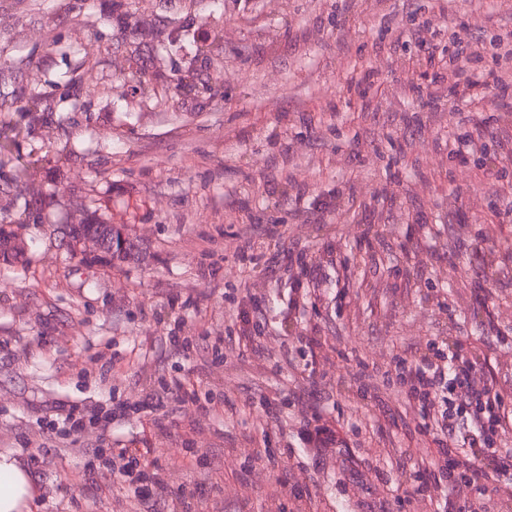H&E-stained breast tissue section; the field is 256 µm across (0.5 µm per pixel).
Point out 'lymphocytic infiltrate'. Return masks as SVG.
I'll return each mask as SVG.
<instances>
[{"instance_id": "lymphocytic-infiltrate-1", "label": "lymphocytic infiltrate", "mask_w": 512, "mask_h": 512, "mask_svg": "<svg viewBox=\"0 0 512 512\" xmlns=\"http://www.w3.org/2000/svg\"><path fill=\"white\" fill-rule=\"evenodd\" d=\"M458 49L440 63L438 92L453 102H472L485 94L494 99H512V47L502 54L500 67L478 73L484 47L469 32L457 34ZM399 381L407 405L435 417L439 447L420 476L418 493L430 504L442 503L449 512H487L503 472L512 470V450L500 443L512 432V412L499 392L478 374L474 358L461 352L435 353L422 361L399 359ZM466 421L467 433L460 439L452 434L459 421ZM135 449L116 448L106 460L113 472L129 483L131 508L165 495L168 487L158 472L138 469Z\"/></svg>"}]
</instances>
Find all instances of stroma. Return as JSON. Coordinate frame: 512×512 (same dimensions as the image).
Segmentation results:
<instances>
[{
  "label": "stroma",
  "mask_w": 512,
  "mask_h": 512,
  "mask_svg": "<svg viewBox=\"0 0 512 512\" xmlns=\"http://www.w3.org/2000/svg\"><path fill=\"white\" fill-rule=\"evenodd\" d=\"M500 7L0 0V68L14 76L0 93L40 94L28 111L0 107L15 138L0 225L24 247L0 263V454L27 465L33 512H127L124 479L75 454L119 442L167 479L144 512H168L189 484L195 512H291L299 493L321 512H424L414 489L434 441L400 398L397 358L432 342L476 353L512 405V163L485 167L512 127L491 105L425 112L394 91L434 89L422 29L441 50L469 27L494 68L512 25ZM477 123L485 148L461 157ZM87 215L121 229L130 257L68 243L63 225ZM244 306L262 346L240 337ZM205 393L216 412L200 410ZM71 412L86 424L68 448L51 425ZM325 422L336 448L320 456L301 434Z\"/></svg>",
  "instance_id": "obj_1"
}]
</instances>
